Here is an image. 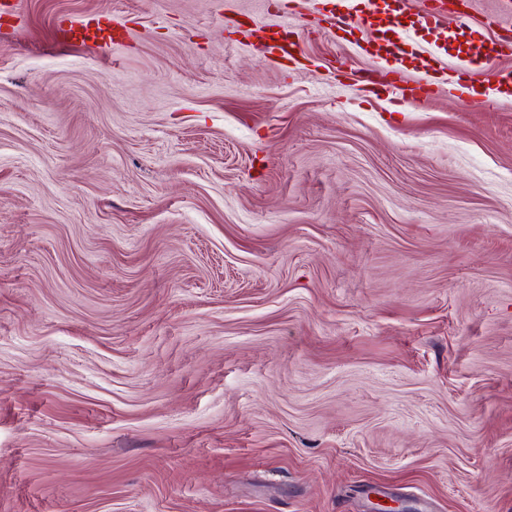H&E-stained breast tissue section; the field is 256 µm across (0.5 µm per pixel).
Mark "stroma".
<instances>
[{
	"label": "stroma",
	"mask_w": 512,
	"mask_h": 512,
	"mask_svg": "<svg viewBox=\"0 0 512 512\" xmlns=\"http://www.w3.org/2000/svg\"><path fill=\"white\" fill-rule=\"evenodd\" d=\"M432 5L411 76L491 49L498 0ZM333 7L0 27V512H512V99L354 90L381 33ZM89 14L129 38L58 41Z\"/></svg>",
	"instance_id": "obj_1"
}]
</instances>
